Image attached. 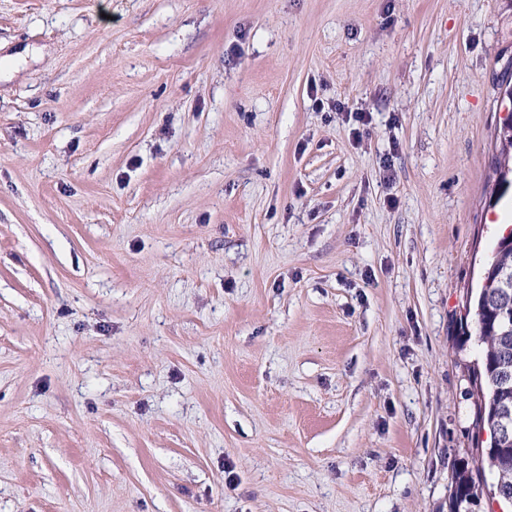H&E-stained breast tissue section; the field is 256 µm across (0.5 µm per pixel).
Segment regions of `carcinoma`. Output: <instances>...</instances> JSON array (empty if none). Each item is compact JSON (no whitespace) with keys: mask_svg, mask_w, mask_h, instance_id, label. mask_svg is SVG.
<instances>
[{"mask_svg":"<svg viewBox=\"0 0 512 512\" xmlns=\"http://www.w3.org/2000/svg\"><path fill=\"white\" fill-rule=\"evenodd\" d=\"M486 287L475 296V332L483 346L480 361L469 369V380L476 391L475 428L489 429L488 417L500 406L512 409V247L496 250L486 266ZM488 470L492 481L512 488V434L496 438L481 449L480 466H458L453 475L450 512H475L478 506L476 481Z\"/></svg>","mask_w":512,"mask_h":512,"instance_id":"obj_1","label":"carcinoma"}]
</instances>
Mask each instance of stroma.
Instances as JSON below:
<instances>
[{
  "label": "stroma",
  "mask_w": 512,
  "mask_h": 512,
  "mask_svg": "<svg viewBox=\"0 0 512 512\" xmlns=\"http://www.w3.org/2000/svg\"><path fill=\"white\" fill-rule=\"evenodd\" d=\"M22 51L0 512H449L512 0H0Z\"/></svg>",
  "instance_id": "stroma-1"
}]
</instances>
